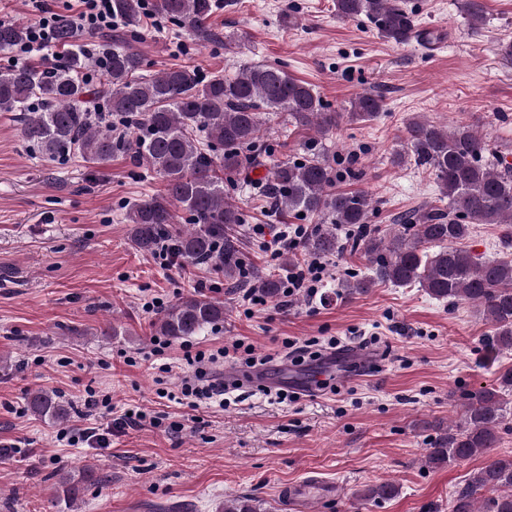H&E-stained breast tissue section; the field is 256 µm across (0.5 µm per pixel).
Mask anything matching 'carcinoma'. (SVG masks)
Returning a JSON list of instances; mask_svg holds the SVG:
<instances>
[{
	"label": "carcinoma",
	"mask_w": 512,
	"mask_h": 512,
	"mask_svg": "<svg viewBox=\"0 0 512 512\" xmlns=\"http://www.w3.org/2000/svg\"><path fill=\"white\" fill-rule=\"evenodd\" d=\"M336 17L343 21L368 19L387 41L408 44L426 39L418 27L416 10L405 0H334ZM215 0H112V14L134 33L146 10L184 30L197 41L216 36L206 22ZM460 10L471 27L484 22L482 0H461ZM29 24L0 23V50L26 41ZM58 40L71 48L50 66L0 68V110L17 113L22 138L51 159L78 156L88 163L108 161L121 153L145 164L163 182V190L145 195L126 210L130 241L136 250L152 254L169 244L183 266L211 269L229 287H249L275 297L281 280L246 266L234 228L243 223L241 210L224 196V177L239 176L260 165L255 150L265 116L278 112L294 128L325 138L343 117L369 121L382 111L381 97L362 93L350 112H331L314 88L288 74L278 64L241 65L231 75L202 76L192 65L162 69L154 74L145 57L121 34L97 33L90 56L74 44L66 22ZM92 70L106 80L94 88L84 79ZM122 120L114 127L98 113ZM436 181L448 211L432 210L397 218L398 229L381 234L368 228L373 209L369 194L334 190L338 170L318 153L299 161L282 162L268 172L264 197L273 210L316 217L319 223L301 242L313 256L343 250L337 231L345 226L364 232L347 242L371 266V276L342 283L349 294L365 293L375 284L419 285L432 298L451 305L468 302L483 309L492 323L491 347L512 349V258L483 260L460 247L475 224H502L505 244L512 245V166L490 159L489 144L469 125L453 127L428 120L409 121L405 156ZM224 322V303L191 295L160 309L152 322L154 335L180 339L199 336ZM512 403V367L492 387L467 393L463 423L441 434L427 449L432 468L486 454L497 447L507 406ZM29 409L59 423L70 420V406L52 392L28 397ZM90 467L58 475L51 509H78L88 486L101 484ZM399 487L390 481L357 492L367 501L390 499ZM450 512H512V458H493L476 471L449 502ZM222 512H260L242 497L224 503Z\"/></svg>",
	"instance_id": "cac0c4a2"
}]
</instances>
